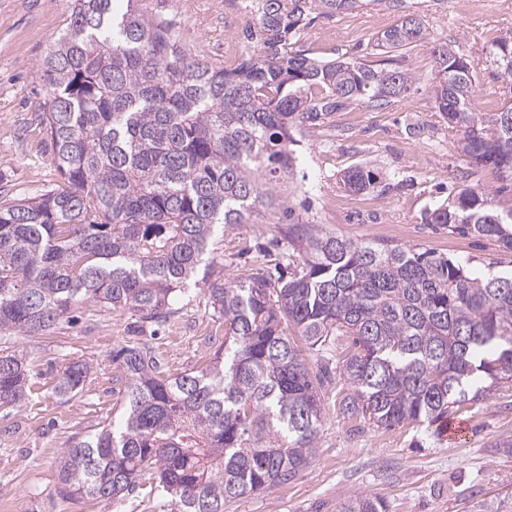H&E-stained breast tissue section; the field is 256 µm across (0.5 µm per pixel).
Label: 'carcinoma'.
Wrapping results in <instances>:
<instances>
[{"label": "carcinoma", "mask_w": 512, "mask_h": 512, "mask_svg": "<svg viewBox=\"0 0 512 512\" xmlns=\"http://www.w3.org/2000/svg\"><path fill=\"white\" fill-rule=\"evenodd\" d=\"M250 11L246 50L221 62L192 52L151 0H70L69 23L39 63L41 123L61 181L35 198L0 201V408L29 398L34 338L79 306L167 320L172 301L202 286L224 319V347L204 367L165 374L147 344L117 352L128 376L121 425L73 436L55 492L116 498L153 472L170 512H224L307 468L323 423L318 389L331 372L348 386L340 409L378 427L439 426L466 404L512 383V274L474 273L420 247L332 233L296 211V135L362 103L399 100L412 82L392 62L373 68L304 49L310 14L334 16L364 0H235ZM384 54L425 43L435 106L467 165L512 170V97L476 112L474 67L403 15L376 39ZM512 81V31L485 52ZM361 193L372 171L341 177ZM427 224L493 241L512 253V204L485 188L460 191ZM274 224L287 244L266 267L224 279L211 256L219 227ZM325 359L313 371L307 354ZM90 367L72 363L60 398ZM341 512H386L361 496Z\"/></svg>", "instance_id": "1"}]
</instances>
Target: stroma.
I'll return each mask as SVG.
<instances>
[{
  "label": "stroma",
  "mask_w": 512,
  "mask_h": 512,
  "mask_svg": "<svg viewBox=\"0 0 512 512\" xmlns=\"http://www.w3.org/2000/svg\"><path fill=\"white\" fill-rule=\"evenodd\" d=\"M473 3L407 0L435 35L473 62L474 108L493 112L512 86L490 76L484 51L512 30V0H486L480 10ZM153 6L175 21L193 51L210 59H223L240 43L235 0H153ZM67 17L68 0H0V195L34 198L60 180L40 122L36 71ZM400 17L384 0L345 15L317 14L305 47L320 59L374 67L381 58L377 35ZM402 63L415 77L402 101L386 110L360 105L332 113L302 137L297 179L309 192L308 218L339 235L417 245L469 261L478 271L512 270V254L497 243L423 222L435 202L470 187L512 203V174L462 161L458 139L435 107L428 48L407 52ZM354 166L376 174L374 188L358 194L344 188L341 176ZM276 236L270 224H238L214 238L212 254L233 280L267 261L264 247ZM172 307L173 316L159 327L128 310L81 307L45 335L15 338V347L28 353L30 392L22 407L0 409V512H164L156 483L147 478L134 494L115 499H64L54 486L71 438L119 418L126 378L113 351L150 344L175 376L206 364L223 344L224 322L201 289L177 295ZM75 361L88 363L90 375L77 395L59 398L56 380ZM346 393L340 380L323 388V424L306 469L288 483L226 503L225 512H340L361 495L383 499L387 512H476L481 503L512 493V455L492 447L512 436V386L495 388L473 408L452 414L464 428L456 441L413 423L381 429L349 418L340 409Z\"/></svg>",
  "instance_id": "1"
}]
</instances>
